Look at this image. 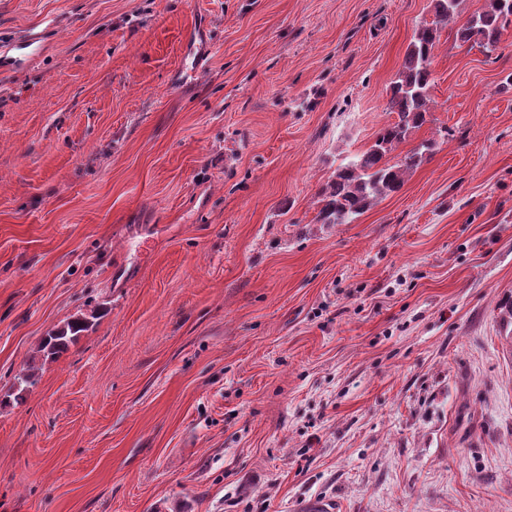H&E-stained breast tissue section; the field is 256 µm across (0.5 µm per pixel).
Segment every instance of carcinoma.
Instances as JSON below:
<instances>
[{
    "mask_svg": "<svg viewBox=\"0 0 512 512\" xmlns=\"http://www.w3.org/2000/svg\"><path fill=\"white\" fill-rule=\"evenodd\" d=\"M461 0H434V20L422 24L409 44L401 69L392 83L389 110L396 120L377 133L373 145L340 164L320 192L317 224H349L378 200L401 189L406 175L431 155L433 142L426 140L392 163L388 155L403 143L409 132L427 123L431 99V57L441 26L456 23ZM512 25V0H483L464 24L456 27L455 38L493 53L503 31ZM96 313L77 316L43 337L37 351L43 360L54 361L88 330Z\"/></svg>",
    "mask_w": 512,
    "mask_h": 512,
    "instance_id": "carcinoma-1",
    "label": "carcinoma"
}]
</instances>
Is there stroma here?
<instances>
[{
    "mask_svg": "<svg viewBox=\"0 0 512 512\" xmlns=\"http://www.w3.org/2000/svg\"><path fill=\"white\" fill-rule=\"evenodd\" d=\"M432 18L0 0V47L43 42L0 69V512H512V27L489 55L441 29L431 121L390 154L431 156L315 221ZM41 34L29 33L23 38L14 40L5 49L4 53L12 51L10 56L3 55L0 57V64L8 67L19 66L36 55L41 49ZM97 317L96 312L89 316H77L64 326L50 332L44 336L37 348L44 361H55L68 346L74 341L78 334L88 330L92 326V321Z\"/></svg>",
    "mask_w": 512,
    "mask_h": 512,
    "instance_id": "1",
    "label": "stroma"
}]
</instances>
